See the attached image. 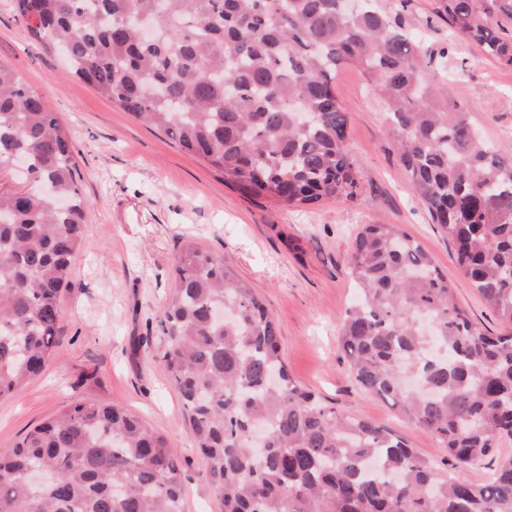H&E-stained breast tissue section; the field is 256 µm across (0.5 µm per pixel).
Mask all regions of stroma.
I'll use <instances>...</instances> for the list:
<instances>
[{
	"label": "stroma",
	"mask_w": 512,
	"mask_h": 512,
	"mask_svg": "<svg viewBox=\"0 0 512 512\" xmlns=\"http://www.w3.org/2000/svg\"><path fill=\"white\" fill-rule=\"evenodd\" d=\"M436 3L380 0L421 35L436 82L465 107L486 144L512 154V69L476 46L453 42ZM0 60L58 116L89 200L87 245L72 262L74 286L61 301L55 355L41 376L0 399L1 453L71 404H114L173 441L186 512H222L162 359L158 319L173 287L177 251L190 240L235 268L259 294L298 382L341 413L394 430L421 457L436 455L432 435L359 391L339 345L354 297L349 256L356 232L365 224L396 225L454 283L458 304L476 323L493 333L502 324L459 270L451 243L415 194L383 104L357 67L337 71L336 93L349 117L361 194L286 209L243 196L222 174L76 77L59 53L30 37L12 0H0Z\"/></svg>",
	"instance_id": "35a3bbf8"
}]
</instances>
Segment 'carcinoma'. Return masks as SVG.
Here are the masks:
<instances>
[{"mask_svg":"<svg viewBox=\"0 0 512 512\" xmlns=\"http://www.w3.org/2000/svg\"><path fill=\"white\" fill-rule=\"evenodd\" d=\"M29 35L123 111L224 183L274 206L354 200L336 71L359 67L387 106L401 164L456 263L504 325L456 302L420 243L365 224L340 344L359 390L431 433L426 460L391 429L343 415L298 384L276 322L224 261L192 241L173 264L162 359L224 512H512V159L481 141L427 77L415 33L362 0H13ZM452 36L512 68V0H438ZM0 398L57 344L89 206L58 117L0 62ZM490 468L482 482L465 473ZM42 468L52 478L33 483ZM170 438L112 404L83 402L0 453V512H184Z\"/></svg>","mask_w":512,"mask_h":512,"instance_id":"carcinoma-1","label":"carcinoma"}]
</instances>
